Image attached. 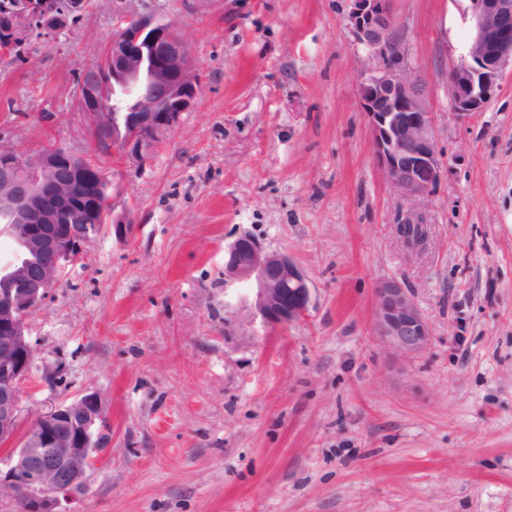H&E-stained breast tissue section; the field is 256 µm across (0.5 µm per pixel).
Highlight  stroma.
Listing matches in <instances>:
<instances>
[{"mask_svg":"<svg viewBox=\"0 0 512 512\" xmlns=\"http://www.w3.org/2000/svg\"><path fill=\"white\" fill-rule=\"evenodd\" d=\"M431 112L442 177L409 253L358 88L374 66L349 0H91L63 50L0 58V135L54 137L102 165L124 237L104 233L34 311L26 412L97 390L112 424L74 512H512V65L487 108L450 105L467 0H391ZM188 42L195 105L147 162L99 149L74 95L125 14ZM287 253L308 316L227 335L240 236ZM412 289L432 328L396 359L375 284Z\"/></svg>","mask_w":512,"mask_h":512,"instance_id":"stroma-1","label":"stroma"}]
</instances>
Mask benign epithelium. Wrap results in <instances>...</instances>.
<instances>
[{"instance_id":"obj_1","label":"benign epithelium","mask_w":512,"mask_h":512,"mask_svg":"<svg viewBox=\"0 0 512 512\" xmlns=\"http://www.w3.org/2000/svg\"><path fill=\"white\" fill-rule=\"evenodd\" d=\"M0 6V55L34 39L60 44L86 17L88 0H5ZM349 27L378 67L359 85L373 155L405 201L397 235L414 248L408 231L425 223L422 205L441 178L430 112L413 72L404 65L405 44L391 0H350ZM472 38L466 55L448 70L454 114L484 111L512 63V0H469ZM201 74L186 40L169 23L150 15L120 20L102 62L83 69L74 94L101 148L141 161L179 124L199 94ZM137 90L132 113L107 112L106 90ZM113 198L105 170L56 142L20 152L0 141V223L14 241L0 260V495L20 499L21 512H73L99 469L112 429L101 395L86 391L52 400L25 422L23 398L38 349L29 338L28 317L40 308L87 248L108 228L126 235L130 221L110 220ZM224 276L252 284L251 320L287 327L309 312V279L294 259L266 250L247 237L224 251ZM371 330L397 359L422 353L431 326L409 288L396 279L374 287Z\"/></svg>"}]
</instances>
